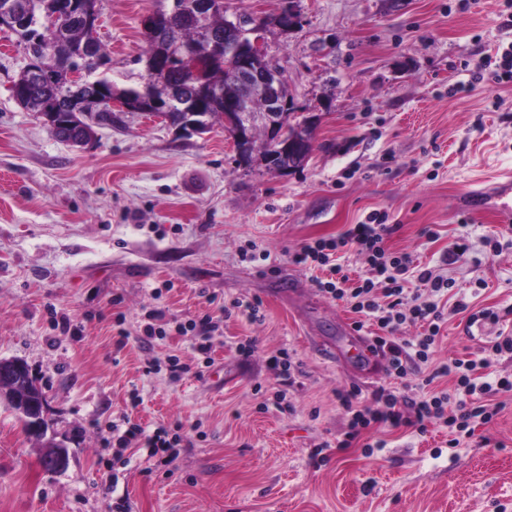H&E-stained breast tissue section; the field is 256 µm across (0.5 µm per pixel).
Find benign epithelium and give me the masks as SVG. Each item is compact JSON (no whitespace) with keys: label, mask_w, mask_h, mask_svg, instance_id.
I'll return each instance as SVG.
<instances>
[{"label":"benign epithelium","mask_w":512,"mask_h":512,"mask_svg":"<svg viewBox=\"0 0 512 512\" xmlns=\"http://www.w3.org/2000/svg\"><path fill=\"white\" fill-rule=\"evenodd\" d=\"M186 12L194 21L204 20L213 10L212 0H188ZM70 17H77L92 31H97V14L80 12L75 0H57L54 12L42 16L22 13L12 2L0 3V28L23 31L29 27L40 31L38 41H44L56 27ZM301 22V16L294 0L278 14L276 27L290 31ZM179 65L187 72L206 82L205 76L215 61H229L231 78L239 85L240 91L225 93L224 89L207 85L206 93L212 103L224 104V132L232 139L240 166H250V157L257 153L252 135L261 129L273 152L265 155L264 164L270 170L287 173L303 166L310 158L303 146L305 140L291 135V129L298 132L317 127L320 116L312 112L294 115L289 110V95L285 92V79L281 71L267 58L264 28L253 24L252 17L235 14L224 17V43L211 44L205 53L194 47H185L176 55ZM27 71L38 82L51 79V72L39 56H28ZM70 85L63 90L65 111L70 113L72 124L77 129L87 130V125L98 121V112L109 108L124 114H141L169 120V112L179 109L180 117L175 130L185 136L202 135L208 130L207 115L202 105L190 98L177 86L159 95L146 92L134 100L112 93V84L93 83L95 92L86 95L89 71L81 67L69 73ZM39 388L28 364L20 359L0 360V401H7L23 422L26 433L41 442L46 451L43 460L49 470L61 472L67 468L68 454L63 440L52 433L49 419L48 395H38L31 401L26 394Z\"/></svg>","instance_id":"7a95c632"}]
</instances>
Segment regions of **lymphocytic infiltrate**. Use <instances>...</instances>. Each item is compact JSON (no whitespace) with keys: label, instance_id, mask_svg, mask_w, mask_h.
Instances as JSON below:
<instances>
[{"label":"lymphocytic infiltrate","instance_id":"1","mask_svg":"<svg viewBox=\"0 0 512 512\" xmlns=\"http://www.w3.org/2000/svg\"><path fill=\"white\" fill-rule=\"evenodd\" d=\"M392 231L388 224H354L339 237L303 244L293 253L292 260L326 271V278L316 279V286L331 298L346 302L365 320L376 323L381 334L374 339L375 348L387 356L389 375L402 379L410 364L431 362L445 323L440 300L448 294V281L432 270L412 269L409 255H392L386 247V238ZM351 247L364 257L368 266L367 277L354 283L339 262L341 254ZM412 277L421 283V290L408 289L407 282ZM260 307L259 301L238 299L229 306L219 305L217 315L177 324L176 331L190 336L192 348L206 368L211 364L214 342L231 309H238L255 322L261 318ZM406 324L420 326L419 336L400 339L397 332ZM505 354L512 355V336L494 342L482 357H454L434 364V377L449 378L451 388L426 391L414 398L383 388L373 393L372 402L367 405L361 401L358 390L337 391L336 400L348 417L347 430L337 440V447H350L364 432L374 428H410L423 434L429 425L437 423L454 429L455 436L448 445L458 447L463 436L473 433L475 425L490 422L503 410V403L497 402L495 396L511 392L512 379L497 374L494 363ZM181 441L178 430L162 425L150 432L137 424L116 426L112 429V458L124 465L128 462V449L143 448L148 458L169 464L177 459Z\"/></svg>","mask_w":512,"mask_h":512}]
</instances>
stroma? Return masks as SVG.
<instances>
[{"instance_id":"stroma-1","label":"stroma","mask_w":512,"mask_h":512,"mask_svg":"<svg viewBox=\"0 0 512 512\" xmlns=\"http://www.w3.org/2000/svg\"><path fill=\"white\" fill-rule=\"evenodd\" d=\"M172 0H102L100 41L120 88L145 81L141 21ZM300 27L267 29L268 55L295 111L320 123L307 164L280 174L244 169L223 121L181 136L141 115L96 130L77 148L19 107L11 82L27 63L0 29V359L27 362L50 397L69 463L51 473L17 415L0 402V512H512V392L505 409L459 447L448 429L371 431L333 449L347 423L334 393L395 388L416 396L430 368L405 379L385 358L349 370L363 337L345 302L320 293L294 264L303 243L341 235L378 215L391 252L448 278L449 314L434 361L480 357L512 336V229L463 193L512 170V0H297ZM255 298L264 319L224 320L212 364L193 372L189 337L144 341L143 308L185 322L210 298ZM490 309L499 322L469 323ZM123 315L127 339L114 319ZM255 339L245 357L238 342ZM299 364L290 410H260L278 389L268 360ZM180 355L190 372H148ZM142 402L131 406L132 394ZM186 427L178 458L145 450L112 466V424ZM201 431H194V423ZM328 444V459L314 452ZM118 485H111V475Z\"/></svg>"}]
</instances>
